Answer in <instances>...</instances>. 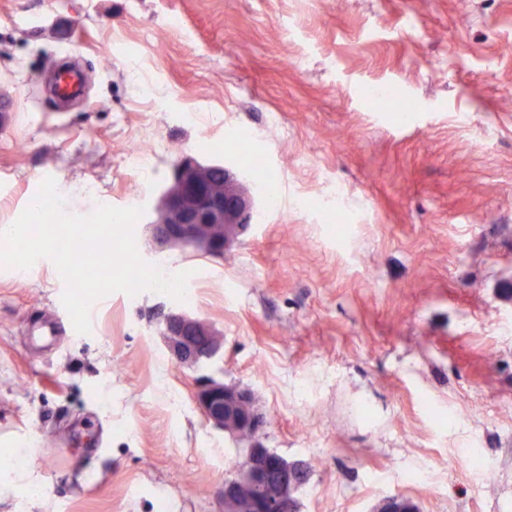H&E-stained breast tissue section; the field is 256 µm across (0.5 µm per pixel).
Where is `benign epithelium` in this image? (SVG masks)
Segmentation results:
<instances>
[{
  "instance_id": "7a95c632",
  "label": "benign epithelium",
  "mask_w": 512,
  "mask_h": 512,
  "mask_svg": "<svg viewBox=\"0 0 512 512\" xmlns=\"http://www.w3.org/2000/svg\"><path fill=\"white\" fill-rule=\"evenodd\" d=\"M215 168L188 153L177 159L149 222L157 251L180 245L198 255L222 257L252 223L253 196L227 170L224 186L216 187L210 178ZM163 336L175 360L185 366L206 364L223 352L222 337L210 324L182 312L166 315ZM196 400L209 425L249 439L243 461L220 490L224 512H292L305 462L289 460L257 438L264 416L255 409L251 391L210 378L199 386ZM380 512H414V507L407 499L392 497Z\"/></svg>"
}]
</instances>
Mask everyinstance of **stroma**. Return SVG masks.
<instances>
[{
	"label": "stroma",
	"mask_w": 512,
	"mask_h": 512,
	"mask_svg": "<svg viewBox=\"0 0 512 512\" xmlns=\"http://www.w3.org/2000/svg\"><path fill=\"white\" fill-rule=\"evenodd\" d=\"M66 57L86 83L63 104L42 86ZM181 151L247 184L259 161L279 209L221 259L156 257L138 222L196 300L114 292L45 345L53 262L0 267V458L22 473L0 512H222L240 444L206 423L205 377L311 463L298 512H512V0H0V226L48 177L70 214L151 209ZM178 309L223 357L175 362Z\"/></svg>",
	"instance_id": "obj_1"
}]
</instances>
